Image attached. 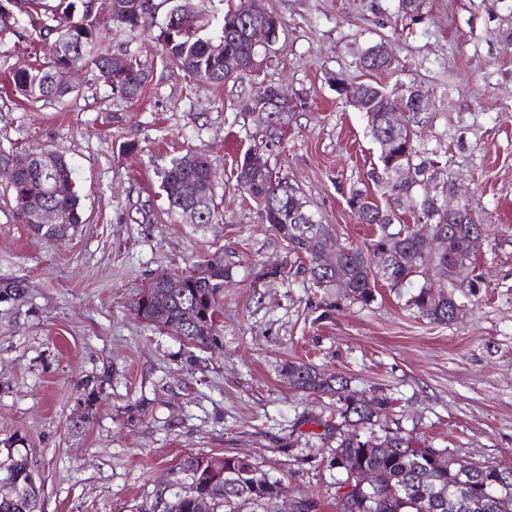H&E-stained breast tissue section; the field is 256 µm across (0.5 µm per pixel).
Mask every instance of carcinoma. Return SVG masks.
<instances>
[{
	"label": "carcinoma",
	"instance_id": "carcinoma-1",
	"mask_svg": "<svg viewBox=\"0 0 512 512\" xmlns=\"http://www.w3.org/2000/svg\"><path fill=\"white\" fill-rule=\"evenodd\" d=\"M118 4L126 12L122 26L131 30L155 19L161 10L173 12L179 8L167 4V0H141L135 8L127 0H118ZM21 18L43 46V56L13 73L11 85L16 95L32 103L62 100L75 93L65 79L72 67H80L107 84L114 100L128 102L141 94L148 70L129 54L125 69L110 66L116 55L108 40L112 24L100 18L93 0H55L53 5L44 0H0V39L15 32ZM181 25L178 29L164 20L156 40L166 64L184 71L195 83L221 85L231 79L253 77L275 54L273 49L263 54L262 64L257 66L240 36L219 29L224 51L239 58L242 65V70L232 76L224 71V61L210 53V38L199 35L197 15ZM360 90L373 108L368 127L380 147L371 180L395 202L393 207H383L367 190L351 192L348 205L358 222L377 229L376 238L367 246L347 248L336 259V267L329 270L322 266L328 239L326 225L310 211L290 224L279 220L281 216L289 218L297 207L298 191L286 178L269 168L264 172L250 168L245 154L237 163L236 185L246 198L257 203L262 221L274 227L291 251L309 257L304 271L315 287L346 288L348 298L367 305L375 301L380 283L399 291L412 284L415 276H433L437 286L422 284L409 295L406 305L433 322L450 324L460 302L454 292L448 291V273L473 266L472 236L484 234L486 228L475 222L468 207L450 213L435 195H425L414 203L418 223L433 227L430 237L418 236L405 224L396 205L410 197L413 183L398 182L391 173L406 165L425 180L433 160L416 149L412 130L394 134L388 129L386 114L393 104L386 93L371 84L360 85ZM291 111L290 104L277 107L267 128L269 140L280 138ZM49 157L53 172L73 184L69 162L54 153ZM41 162L42 155H34V164L7 180L6 189L15 202L18 218L35 236L63 241L83 223L80 197L72 187L63 196L55 195ZM158 176L170 216L200 229L217 219L215 175L203 156L196 154L191 161L184 155L177 157ZM232 276V267L224 263V256L204 258L192 271L177 275L173 281L149 283L133 302L132 310L141 320L169 331L191 347L207 348L217 339L219 298L224 281ZM24 296L20 282L0 281V302H15ZM282 372L298 390L338 397L336 417L351 430L343 432L340 426H334L333 463L344 459L357 470L384 472L381 486L373 494L365 496L354 490L340 497L341 512H512L511 474L504 476L491 464H471L451 456L439 468L426 456L428 449L414 447L411 438L398 431L376 433L373 426L381 416L382 404H365L355 392L346 390L343 379L326 377L314 367L295 361L286 363ZM208 468L209 457L184 456L180 470L191 476L190 491L182 496L175 493L171 500L161 502L163 512H194V497L203 495L213 496V512H242L243 506L251 503L264 506V512H275L274 504L287 492L281 481L236 456L224 460L222 491L210 484ZM5 477L19 482L23 494L14 503L0 501V512H38L41 487L28 454L7 449L6 458H0V479Z\"/></svg>",
	"mask_w": 512,
	"mask_h": 512
}]
</instances>
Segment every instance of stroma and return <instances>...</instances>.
<instances>
[{
  "instance_id": "35a3bbf8",
  "label": "stroma",
  "mask_w": 512,
  "mask_h": 512,
  "mask_svg": "<svg viewBox=\"0 0 512 512\" xmlns=\"http://www.w3.org/2000/svg\"><path fill=\"white\" fill-rule=\"evenodd\" d=\"M282 22L261 80L195 85L167 66L157 26L113 28L114 49L139 57L149 82L134 101L109 104L108 87L84 83L61 105L22 101L8 75L30 64L31 37L0 43V148L62 154L73 168L83 222L67 241L33 236L0 184V280L23 282L0 302V442L28 452L43 487L41 512H154L170 479L189 486L187 453L241 456L339 512L325 427L336 400L293 388L290 361L347 380L384 402L381 428L456 459L512 467V0H264ZM382 45L383 72L360 56ZM370 83L401 99L417 147L439 165L417 194L453 187L486 225L475 287L456 289L451 324L430 321L405 296L379 287L363 305L321 290L235 181L239 157L260 151L286 177L330 242L361 247L376 236L347 200L369 189L377 160L365 113L336 90ZM278 86L293 110L280 140L245 111L258 82ZM134 152H126L127 144ZM189 152L217 173L220 215L208 230L172 219L158 171ZM223 254L233 278L220 298L215 345L199 350L142 322L131 309L151 279ZM286 266L287 277L262 278ZM86 418L73 435L72 417Z\"/></svg>"
}]
</instances>
